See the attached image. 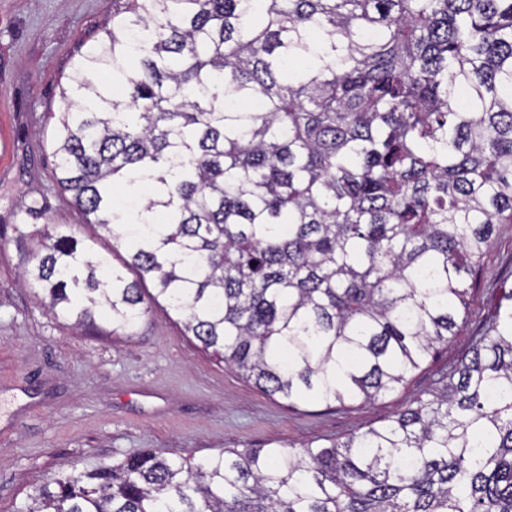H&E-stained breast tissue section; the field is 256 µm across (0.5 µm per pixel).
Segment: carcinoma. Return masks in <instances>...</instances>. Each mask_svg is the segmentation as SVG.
Listing matches in <instances>:
<instances>
[{
  "label": "carcinoma",
  "instance_id": "carcinoma-1",
  "mask_svg": "<svg viewBox=\"0 0 512 512\" xmlns=\"http://www.w3.org/2000/svg\"><path fill=\"white\" fill-rule=\"evenodd\" d=\"M116 16L50 147L62 193L127 256L28 234L46 311L120 335L163 303L292 406L404 385L512 224V0H123ZM29 499L18 512H512V288L440 386L381 425L198 462L144 452Z\"/></svg>",
  "mask_w": 512,
  "mask_h": 512
}]
</instances>
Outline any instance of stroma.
Returning <instances> with one entry per match:
<instances>
[{
	"label": "stroma",
	"mask_w": 512,
	"mask_h": 512,
	"mask_svg": "<svg viewBox=\"0 0 512 512\" xmlns=\"http://www.w3.org/2000/svg\"><path fill=\"white\" fill-rule=\"evenodd\" d=\"M115 12L114 0H0V512H19L59 470L146 449L198 461L221 448L344 441L438 387L512 286V224H501L456 336L404 387L368 404L289 406L202 351L163 307L128 335L111 334L102 316L97 329L78 330L47 313L20 281L28 246L19 236L46 224L92 233L52 177L49 142L75 62Z\"/></svg>",
	"instance_id": "obj_1"
}]
</instances>
